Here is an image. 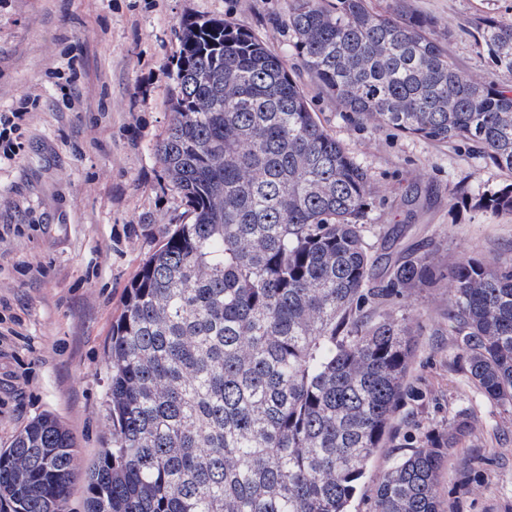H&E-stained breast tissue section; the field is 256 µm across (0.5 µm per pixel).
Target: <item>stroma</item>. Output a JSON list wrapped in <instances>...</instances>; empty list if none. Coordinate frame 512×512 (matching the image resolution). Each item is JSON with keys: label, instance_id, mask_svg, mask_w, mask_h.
Segmentation results:
<instances>
[{"label": "stroma", "instance_id": "35a3bbf8", "mask_svg": "<svg viewBox=\"0 0 512 512\" xmlns=\"http://www.w3.org/2000/svg\"><path fill=\"white\" fill-rule=\"evenodd\" d=\"M434 19L460 71L495 79L466 29L491 15L512 23V0H409ZM187 16L221 18L286 63L323 127L373 176L364 237L380 248L512 259V214L477 208L504 176L477 152L401 134L342 111L303 69L288 29V0H0V113L34 97L22 150L0 163V449L35 417L57 416L73 435L78 468L69 512H84L86 466L111 438L105 348L125 288L158 247L157 224L190 220L155 157L170 120L176 30ZM450 280L391 309L414 328L411 394L371 462L354 512L415 439L447 431L458 411L473 429L439 475L453 512H512V409L470 382L448 322Z\"/></svg>", "mask_w": 512, "mask_h": 512}]
</instances>
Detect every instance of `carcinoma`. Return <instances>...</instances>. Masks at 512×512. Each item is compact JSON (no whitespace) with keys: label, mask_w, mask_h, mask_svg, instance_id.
Here are the masks:
<instances>
[{"label":"carcinoma","mask_w":512,"mask_h":512,"mask_svg":"<svg viewBox=\"0 0 512 512\" xmlns=\"http://www.w3.org/2000/svg\"><path fill=\"white\" fill-rule=\"evenodd\" d=\"M301 64L343 111L441 144L465 142L512 174V23L472 36L497 78L474 82L432 18L392 0H289ZM171 122L156 145L191 222L126 287L107 345L108 447L85 472L86 512H352L407 394L411 325L380 309L444 275L405 251L382 285L363 236L372 176L322 126L278 55L224 19L178 27ZM476 206L512 213V182ZM448 322L465 371L512 408V260L464 256ZM458 413L371 489V512H443ZM76 443L42 414L0 450V504L66 512Z\"/></svg>","instance_id":"1"}]
</instances>
